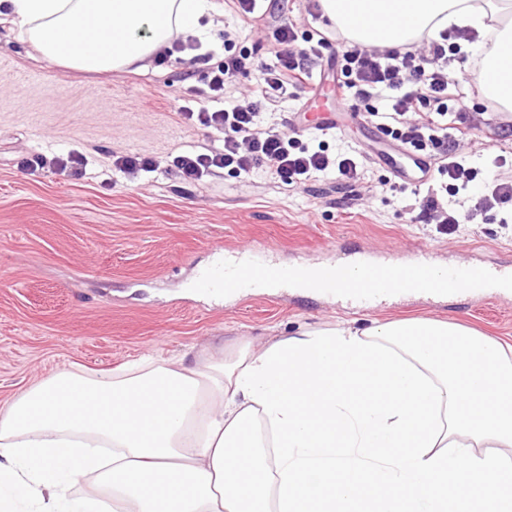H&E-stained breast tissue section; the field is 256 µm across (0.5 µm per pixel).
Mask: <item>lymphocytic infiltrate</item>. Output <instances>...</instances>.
<instances>
[{
  "label": "lymphocytic infiltrate",
  "mask_w": 512,
  "mask_h": 512,
  "mask_svg": "<svg viewBox=\"0 0 512 512\" xmlns=\"http://www.w3.org/2000/svg\"><path fill=\"white\" fill-rule=\"evenodd\" d=\"M236 35L224 34L226 55L209 67L206 87L197 107H181L188 122L222 132L221 146L189 150L173 159L184 181L195 183L217 169L249 176L257 173L288 185L305 184L324 176L347 183L360 180L365 158L344 149L329 153L325 127L306 132L282 130L262 121L263 111L287 92H305L311 64L330 43L326 30H298L293 21L280 20L271 62L251 53L234 52ZM475 35L467 29L445 30L439 39L367 50L344 46L338 56L342 100L353 111L377 118L380 130L415 152L435 150V170L420 204L421 216L432 224H458L460 216L474 218V211L460 213L459 204L474 200L479 208H504L501 221L512 223V178L504 176V156L492 165L497 175L480 178L478 168L456 141L468 138L466 125L444 131L450 111L448 66L462 56L461 45ZM263 77L242 96L232 95L237 79L254 69Z\"/></svg>",
  "instance_id": "1"
}]
</instances>
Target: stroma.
<instances>
[{"label": "stroma", "mask_w": 512, "mask_h": 512, "mask_svg": "<svg viewBox=\"0 0 512 512\" xmlns=\"http://www.w3.org/2000/svg\"><path fill=\"white\" fill-rule=\"evenodd\" d=\"M215 3L199 49L140 71L64 70L0 27V408L62 370L100 376L144 357L171 360L342 320L364 328L433 318L512 345V302L479 294L353 311L310 293L218 299L193 287L200 269L246 245L285 266L322 260L340 246L397 260L424 250L449 265L471 258L512 266V224L492 211L475 224L424 223L405 209L411 192L383 190L389 174L372 163L350 185L324 179L296 187L225 170L183 181L169 160L223 140L179 115L207 68L202 54L221 56L219 36L230 25L240 30L238 48L266 61L280 19L301 28L312 21L307 0H264L267 22L259 30L224 0ZM451 106L474 128L463 150L477 167L512 155V129L487 142L484 126L494 117L479 111L466 86ZM72 150L87 159L84 177L24 166L32 154ZM126 153L160 167L125 179L112 157Z\"/></svg>", "instance_id": "obj_1"}]
</instances>
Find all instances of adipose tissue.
Instances as JSON below:
<instances>
[{
  "mask_svg": "<svg viewBox=\"0 0 512 512\" xmlns=\"http://www.w3.org/2000/svg\"><path fill=\"white\" fill-rule=\"evenodd\" d=\"M354 44L493 33L471 78L512 111V0H317ZM212 0H0L44 59L108 74ZM85 481L82 494L68 488ZM512 512V346L440 320L341 322L51 376L0 411V512Z\"/></svg>",
  "mask_w": 512,
  "mask_h": 512,
  "instance_id": "ef3b65f1",
  "label": "adipose tissue"
}]
</instances>
